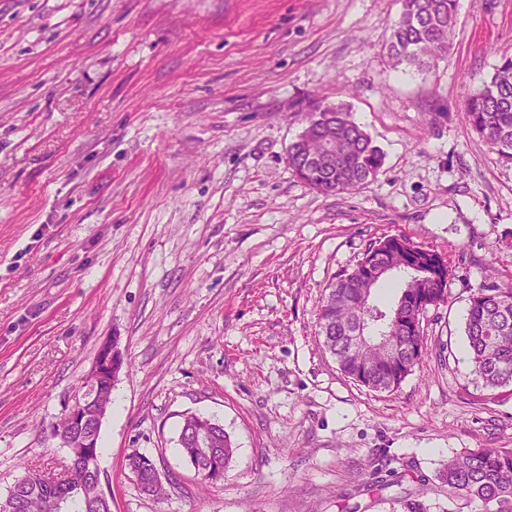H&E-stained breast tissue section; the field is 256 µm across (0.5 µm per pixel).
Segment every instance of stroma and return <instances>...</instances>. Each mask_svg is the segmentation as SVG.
<instances>
[{
	"instance_id": "obj_1",
	"label": "stroma",
	"mask_w": 512,
	"mask_h": 512,
	"mask_svg": "<svg viewBox=\"0 0 512 512\" xmlns=\"http://www.w3.org/2000/svg\"><path fill=\"white\" fill-rule=\"evenodd\" d=\"M400 0H0V495L49 435L100 341L129 367L100 436L112 512H448V458L512 448V385L484 387L472 288L512 283V164L466 123L512 0H460L432 73L394 67ZM349 107L384 156L351 194L287 163L312 99ZM446 256L427 354L392 392L346 377L316 308L372 242ZM236 446L223 481L182 458L185 414ZM156 461L166 489L126 465Z\"/></svg>"
}]
</instances>
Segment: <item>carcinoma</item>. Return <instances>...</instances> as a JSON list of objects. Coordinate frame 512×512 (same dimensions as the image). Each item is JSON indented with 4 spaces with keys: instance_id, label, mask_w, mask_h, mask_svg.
<instances>
[{
    "instance_id": "obj_1",
    "label": "carcinoma",
    "mask_w": 512,
    "mask_h": 512,
    "mask_svg": "<svg viewBox=\"0 0 512 512\" xmlns=\"http://www.w3.org/2000/svg\"><path fill=\"white\" fill-rule=\"evenodd\" d=\"M459 0H402L390 26V55L400 65L430 72L448 53L458 18ZM465 119L491 152L512 163V53H499L490 79L466 102ZM332 143L334 150L322 148ZM383 155L370 135L341 105L313 104L298 142L288 147V167L310 189L331 195L353 193L381 172ZM365 254L388 272L375 281L356 263L325 288L317 307L318 335L339 369L376 392H392L413 373L426 354L425 332L415 330L417 314L448 298L449 265L443 255L405 237L370 244ZM369 338L365 348L350 349V337ZM464 336L472 371L483 385H512V283L483 282L470 291ZM392 339L410 344L396 355L381 349ZM203 436L204 444L197 443ZM177 444L180 454L203 479L224 478L235 453L224 426L211 418L184 417ZM102 446L74 448L63 476L45 466L29 469L9 488L11 512H46L62 502L65 512H100L99 488L90 470ZM434 490L470 512H512V450L483 448L448 460Z\"/></svg>"
}]
</instances>
